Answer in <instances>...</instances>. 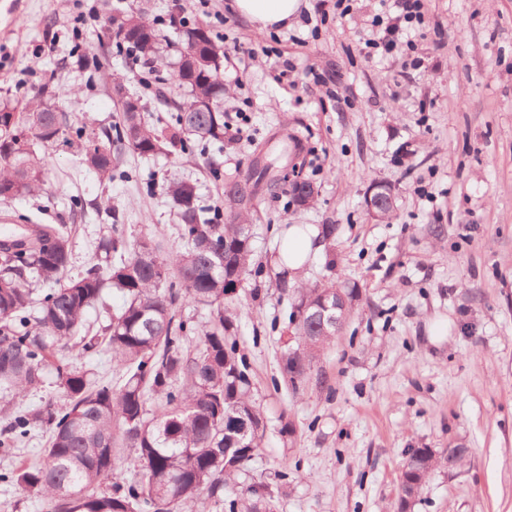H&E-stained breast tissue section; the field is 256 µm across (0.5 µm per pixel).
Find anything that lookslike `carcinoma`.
I'll return each instance as SVG.
<instances>
[{
  "mask_svg": "<svg viewBox=\"0 0 512 512\" xmlns=\"http://www.w3.org/2000/svg\"><path fill=\"white\" fill-rule=\"evenodd\" d=\"M119 48L138 50L157 63L159 31L139 14L119 21ZM205 37L212 65L177 75L188 100L177 107L170 133L149 124L141 112H123L113 130L75 127L68 115L40 96L0 101V201L30 195L45 186L46 160L35 145L77 142L82 163L101 177L119 172V156L129 148L153 156L164 147L224 149V113L202 110L224 95L220 47L200 25L181 32L180 57L195 34ZM166 192L177 205L182 248L164 253L160 240L128 241L118 225L100 241L105 263L57 288L71 262L68 235L48 224H21L16 235L0 240V409L8 413L0 429V453L9 456L41 426L49 432L43 460L21 462L0 472V482L42 497L49 512H193L200 500L215 512H277L267 485L244 481L265 431L252 401L246 357L226 332L233 325L224 302L232 298L253 260L247 212L224 214L199 205L196 185L176 181ZM163 266L160 276L157 266ZM41 286L39 308L32 309L33 287ZM112 286L126 298L118 315L104 326L103 342L120 368L104 383L72 367L63 352L80 336L87 310ZM282 293L295 295L285 340L281 374L310 380L338 329L322 320L321 303L346 322L353 314L356 289L289 288L288 268L279 275ZM183 298L210 309V325L176 319ZM55 373L62 403L9 407L10 394L40 388ZM135 454L138 469L121 476L124 453ZM468 454H437L416 448L404 460L398 483L397 512L419 497L439 467L455 469Z\"/></svg>",
  "mask_w": 512,
  "mask_h": 512,
  "instance_id": "obj_1",
  "label": "carcinoma"
}]
</instances>
